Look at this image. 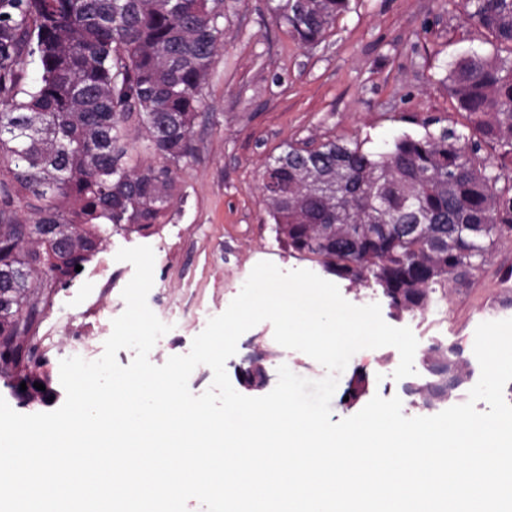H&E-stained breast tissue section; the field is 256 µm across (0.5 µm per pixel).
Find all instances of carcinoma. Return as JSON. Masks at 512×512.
<instances>
[{"label": "carcinoma", "instance_id": "obj_1", "mask_svg": "<svg viewBox=\"0 0 512 512\" xmlns=\"http://www.w3.org/2000/svg\"><path fill=\"white\" fill-rule=\"evenodd\" d=\"M216 2L0 0V350L16 362L45 291L78 275L108 226L166 218L172 165L194 155L200 89L221 34ZM348 4L281 0L279 10L294 37L315 45ZM463 14L492 47L448 70L469 134L404 132L376 153L341 140L290 144L261 174L288 252L355 288H379L393 316L424 310L450 281L468 285L512 237L505 166L481 154L492 143L512 159V0H463ZM140 128L152 161L132 165L126 140ZM52 226L77 245H60ZM456 359V346L430 345L406 395L430 410L448 404L461 390L445 373L450 365L460 374Z\"/></svg>", "mask_w": 512, "mask_h": 512}]
</instances>
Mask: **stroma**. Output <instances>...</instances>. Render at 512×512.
<instances>
[{"instance_id":"obj_1","label":"stroma","mask_w":512,"mask_h":512,"mask_svg":"<svg viewBox=\"0 0 512 512\" xmlns=\"http://www.w3.org/2000/svg\"><path fill=\"white\" fill-rule=\"evenodd\" d=\"M278 0H224L219 50L203 86L194 128L195 153L173 168L175 192L164 223L142 230L109 229L105 241L69 286L47 296L26 348L30 368L54 397L25 402L14 383L0 377V397L21 414L50 412L65 401L59 363L84 344L98 359L125 309L122 291L134 274L117 260L120 249L151 246L155 262L147 303L162 321L178 322L152 349L153 364L189 352L206 319L223 313L261 261L284 271H317L289 256L277 240L260 185L266 164L287 146L313 148L341 139L379 151L401 133L422 135L465 119L448 93L446 66L466 52L490 48L488 34L463 17L461 0H349L325 39L302 44L275 7ZM512 267V242L503 244L470 287L448 286L447 298L427 317L389 318L410 328L419 349L440 340L461 348L471 370L477 326L512 318V307L494 308L499 277ZM280 346L271 323L244 333L226 363L231 383L259 355L272 373ZM400 361L394 347L362 350L339 377L331 419L358 413L345 399L354 373L366 377L365 399L400 394L392 377Z\"/></svg>"}]
</instances>
